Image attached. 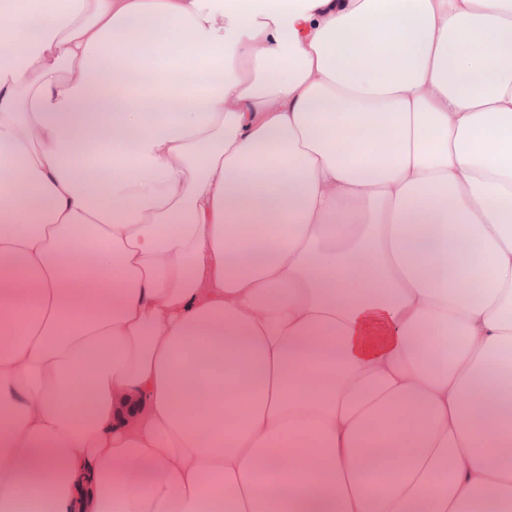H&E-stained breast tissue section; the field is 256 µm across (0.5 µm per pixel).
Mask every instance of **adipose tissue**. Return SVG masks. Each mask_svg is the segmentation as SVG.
Listing matches in <instances>:
<instances>
[{
  "mask_svg": "<svg viewBox=\"0 0 512 512\" xmlns=\"http://www.w3.org/2000/svg\"><path fill=\"white\" fill-rule=\"evenodd\" d=\"M512 512V0H0V512Z\"/></svg>",
  "mask_w": 512,
  "mask_h": 512,
  "instance_id": "obj_1",
  "label": "adipose tissue"
}]
</instances>
